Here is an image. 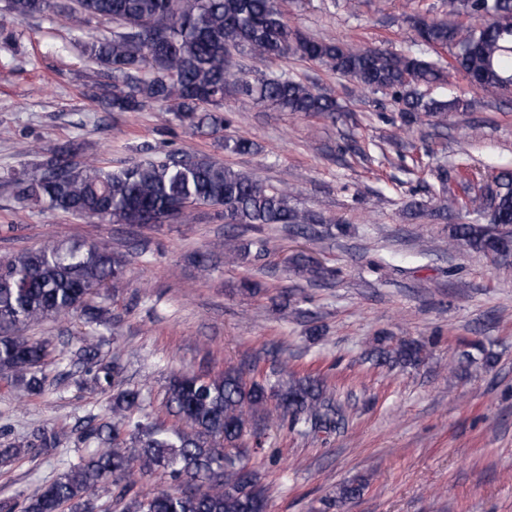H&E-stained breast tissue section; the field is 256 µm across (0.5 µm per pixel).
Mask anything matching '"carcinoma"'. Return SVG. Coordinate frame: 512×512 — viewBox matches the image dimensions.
Returning <instances> with one entry per match:
<instances>
[{"label":"carcinoma","instance_id":"1","mask_svg":"<svg viewBox=\"0 0 512 512\" xmlns=\"http://www.w3.org/2000/svg\"><path fill=\"white\" fill-rule=\"evenodd\" d=\"M448 13L476 20L466 35L451 22L427 19L416 36L430 47L449 48L456 68L482 90L504 91L512 84V0H448ZM41 17L65 22L80 55L99 67L86 95L112 112H142L160 104L198 132L224 131V96L233 92L256 105L284 112L329 115L336 100L301 80L267 76L257 68L235 70L232 57L246 53L265 65L287 55L347 76L361 88L390 91L402 105L406 125L432 118L448 125V113L467 108L462 99L427 98L420 86L437 82L443 68L418 56L358 47L314 38L292 27L277 0H4L0 42L17 46L16 23ZM109 22L112 32L93 34L92 21ZM243 137L224 138L230 154L254 153ZM38 160L7 173L4 183L17 201L42 209L117 224L178 221L191 224L200 206L224 210V223L279 224L306 231L323 220L295 202L292 188L274 187L235 170L218 157L169 152L114 168L95 159L76 160L75 148L36 150ZM441 189L424 213L410 205V215L443 218L455 209L484 217L486 223L451 224L448 242L465 245L493 261L512 262V172L492 185L459 198L447 188L448 170L440 169ZM249 251L235 238L224 241V258L242 262ZM292 263L311 277L321 266L298 254ZM122 272L121 259L95 245L47 243L26 248L0 262V376L28 395L44 392L47 369L67 377L76 370L85 382L112 388L109 420L88 421L82 442L91 451L59 479L21 503L0 502V512H92L94 501L112 496L117 481L138 470L159 469L171 486L138 492L127 504L133 512H268L257 488L256 473L226 447L241 448L251 419L263 414L304 434L328 433L343 419L323 381L273 371L274 381L248 382L242 371L180 373L167 384V404L190 430L169 431L143 412L141 387L125 388L118 366L101 358L99 344L83 341L53 357L47 340L26 331L42 321L80 314L87 323L102 321L107 309L97 301L108 282ZM373 352L383 362L412 365L422 345L404 341L393 350ZM67 431H39L33 439L0 448V457L20 459L33 448H57Z\"/></svg>","mask_w":512,"mask_h":512}]
</instances>
